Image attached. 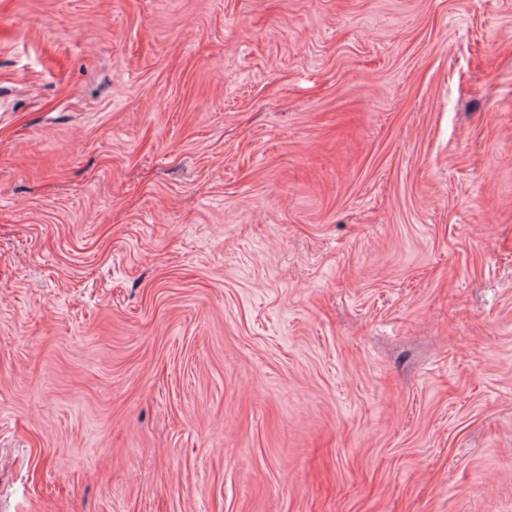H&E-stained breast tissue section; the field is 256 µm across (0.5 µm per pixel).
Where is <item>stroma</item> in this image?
Here are the masks:
<instances>
[{
    "instance_id": "stroma-1",
    "label": "stroma",
    "mask_w": 512,
    "mask_h": 512,
    "mask_svg": "<svg viewBox=\"0 0 512 512\" xmlns=\"http://www.w3.org/2000/svg\"><path fill=\"white\" fill-rule=\"evenodd\" d=\"M0 512H512V0H0Z\"/></svg>"
}]
</instances>
